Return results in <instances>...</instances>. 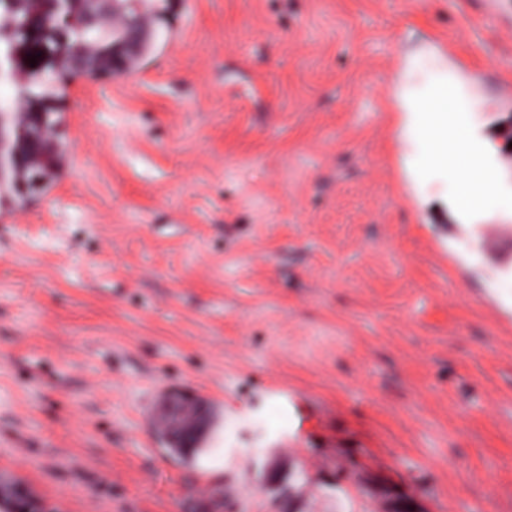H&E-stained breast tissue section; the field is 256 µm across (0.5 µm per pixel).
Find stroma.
<instances>
[{
  "label": "stroma",
  "mask_w": 512,
  "mask_h": 512,
  "mask_svg": "<svg viewBox=\"0 0 512 512\" xmlns=\"http://www.w3.org/2000/svg\"><path fill=\"white\" fill-rule=\"evenodd\" d=\"M0 192V472L56 512H512V207L416 190L397 95L456 69L512 195V0H151ZM206 401L197 450L154 425ZM163 422L167 426L171 437L177 433V437L182 441L173 443L166 440L165 436L157 432L158 437L163 440L167 448L173 455L184 456L193 452L196 448L192 447L189 441L190 436L200 437L203 435L209 424V410L200 400L187 395L174 396L167 395L163 401Z\"/></svg>",
  "instance_id": "stroma-1"
}]
</instances>
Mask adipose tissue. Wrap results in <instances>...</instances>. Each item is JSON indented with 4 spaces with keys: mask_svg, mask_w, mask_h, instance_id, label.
Segmentation results:
<instances>
[{
    "mask_svg": "<svg viewBox=\"0 0 512 512\" xmlns=\"http://www.w3.org/2000/svg\"><path fill=\"white\" fill-rule=\"evenodd\" d=\"M450 86L457 93L452 100L442 95ZM464 92V86L452 69L438 67L424 87L406 83L398 95V107L407 114V136L427 146L426 151L413 160L416 183H424L429 172L438 168L446 174L449 187H456L453 159L458 155L468 158L466 184L469 206L475 210L486 205L495 173L494 163L481 141L474 137L464 141L458 138L461 124L458 104L464 101Z\"/></svg>",
    "mask_w": 512,
    "mask_h": 512,
    "instance_id": "ef3b65f1",
    "label": "adipose tissue"
}]
</instances>
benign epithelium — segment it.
<instances>
[{"label": "benign epithelium", "instance_id": "7a95c632", "mask_svg": "<svg viewBox=\"0 0 512 512\" xmlns=\"http://www.w3.org/2000/svg\"><path fill=\"white\" fill-rule=\"evenodd\" d=\"M98 7L83 15L69 12L60 14L57 0H45V11L58 16L53 31L29 25L26 39L22 42L11 40V29L0 30V41L10 43L8 61L14 71H42L52 60L48 36L58 42L65 41L69 34L81 27L96 26L112 22V31L123 33V37L112 44V50L104 55L95 48L83 51L84 75L98 79L121 76L127 71L128 58L141 53L151 45L153 31L150 16L138 14V18H127V6L123 0H97ZM40 55L35 66H30L27 55ZM21 120L37 121L41 124V135L55 141V127L45 124V112L38 104H32L26 96L18 98ZM164 424L170 434H175L186 448L192 447L189 437H200L209 424V410L200 400L187 395L166 396L163 401ZM0 509L4 512H52V507L36 497L28 486L0 475Z\"/></svg>", "mask_w": 512, "mask_h": 512}]
</instances>
